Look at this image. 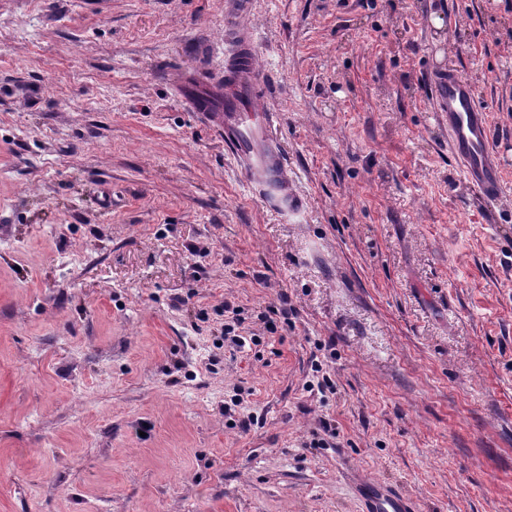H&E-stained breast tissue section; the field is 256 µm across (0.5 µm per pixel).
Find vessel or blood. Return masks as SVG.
<instances>
[{
  "mask_svg": "<svg viewBox=\"0 0 512 512\" xmlns=\"http://www.w3.org/2000/svg\"><path fill=\"white\" fill-rule=\"evenodd\" d=\"M238 51L223 82L187 83L186 98L224 132V145L245 182L269 209L300 214L303 202L288 176L287 160L273 132V116L258 108V64L252 29L237 27ZM432 102L437 116L448 121L449 147L464 178L479 199L491 202L503 194L501 167L492 146L485 113L459 71L432 77ZM365 512H416L412 502L383 485L363 488Z\"/></svg>",
  "mask_w": 512,
  "mask_h": 512,
  "instance_id": "vessel-or-blood-1",
  "label": "vessel or blood"
}]
</instances>
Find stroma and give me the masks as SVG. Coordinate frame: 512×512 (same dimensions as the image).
<instances>
[{
	"instance_id": "obj_1",
	"label": "stroma",
	"mask_w": 512,
	"mask_h": 512,
	"mask_svg": "<svg viewBox=\"0 0 512 512\" xmlns=\"http://www.w3.org/2000/svg\"><path fill=\"white\" fill-rule=\"evenodd\" d=\"M232 10L0 0V512H362L363 478L512 512V0H251L294 218L179 94L223 79ZM449 69L491 204L433 111ZM228 304L260 344L216 347ZM432 102L436 115L447 118L449 147L466 182L479 199L497 200L504 188L500 162L485 112L475 101L469 82L457 70L433 74Z\"/></svg>"
}]
</instances>
